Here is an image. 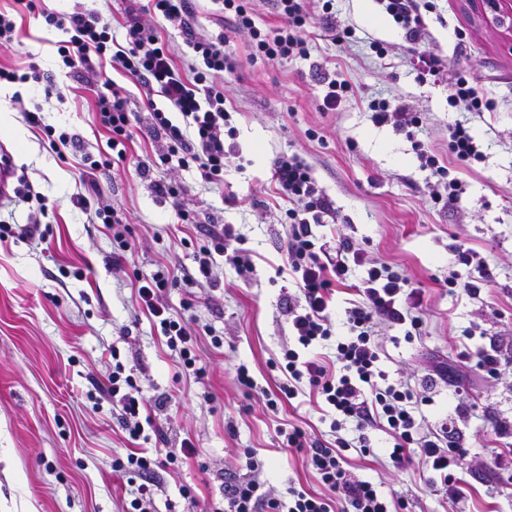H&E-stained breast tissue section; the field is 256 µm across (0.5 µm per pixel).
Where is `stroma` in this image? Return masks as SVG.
Instances as JSON below:
<instances>
[{"mask_svg": "<svg viewBox=\"0 0 512 512\" xmlns=\"http://www.w3.org/2000/svg\"><path fill=\"white\" fill-rule=\"evenodd\" d=\"M49 8L100 10L112 19L115 45H125L128 0H46ZM424 12V36L440 60L437 75L421 74L404 30L378 0H336V12L314 8L308 53L268 62L252 55L247 33L236 30L219 0H192L196 33L227 37L235 70L224 76L226 107L235 131L225 137L229 155L223 181L211 183L193 167L168 159L164 139L151 133L145 89L118 69L108 75L134 103V138L127 158L99 171L101 204L114 207L129 242L121 266L111 227L97 224L78 203L82 156L107 155V135L93 95L59 66L64 33L46 28L17 0H0L18 33L0 45V64H36L53 88L0 84V145L17 176L27 178L42 203L16 196L0 202V221L12 234L0 241V512H128L138 479L113 470L130 447L175 451L155 470L159 485L146 512H216L224 483L245 472L246 450L262 460L261 474L275 497L292 487L321 491L304 454L283 448L278 429L295 424L333 441L330 414L315 398L298 397L268 410L247 395L234 367L247 365L259 385L273 388L270 358L292 343L285 304L295 289L279 275L287 240V202L270 183L278 157L304 154L332 207L321 232H342L362 243L368 258L393 265L422 288V336L381 332L383 367L391 377L421 379L446 363L459 386L439 385L422 413L429 422L454 417L466 466L457 473L464 496L452 502L437 492L438 474L421 464L404 471L387 458L391 438L370 429L373 453H346L352 471L371 481L405 512H512V482L496 470L497 420L512 418V372L487 378L458 347L497 344L512 358V50L504 44L512 20L491 28L478 0H433ZM351 90L335 110L321 111L322 74ZM467 76L494 102L490 112L448 104V87ZM417 112L420 128L376 123L371 101ZM68 133L53 150L31 128L25 111ZM461 121L481 144L483 158L462 166L448 150V126ZM448 162L463 183L459 202H433L437 186L423 168L417 144ZM182 186L179 198L155 186ZM184 209L192 221L178 223ZM232 224L249 251L253 270L240 274L225 258L210 257L212 277L169 285L163 302L200 334L196 371L183 370L158 323L141 315L140 282L163 267L197 271L199 247L214 226ZM483 258L491 280L479 295L449 290L458 263L456 243ZM133 372V396L144 403V431L129 440L119 409L87 398L113 362ZM195 451L179 453L184 439Z\"/></svg>", "mask_w": 512, "mask_h": 512, "instance_id": "obj_1", "label": "stroma"}]
</instances>
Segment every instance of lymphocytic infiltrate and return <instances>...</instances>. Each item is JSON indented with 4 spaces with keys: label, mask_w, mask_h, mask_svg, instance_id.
Returning a JSON list of instances; mask_svg holds the SVG:
<instances>
[{
    "label": "lymphocytic infiltrate",
    "mask_w": 512,
    "mask_h": 512,
    "mask_svg": "<svg viewBox=\"0 0 512 512\" xmlns=\"http://www.w3.org/2000/svg\"><path fill=\"white\" fill-rule=\"evenodd\" d=\"M28 12L41 15L47 28L65 33L58 55L70 73L78 75L94 93V109L99 123L109 134L108 146L118 160L127 157V145L133 138L131 100L104 78V60L117 63L125 73L148 91L165 99L166 108L154 109L153 128L163 133L170 153L180 155L183 166H196L209 182L224 178V129L230 114L224 107L225 74L235 69L234 58L224 37L197 35L190 24L189 0H148L127 9V46L112 48V19L98 11L75 9L59 12L41 0H19ZM386 13L414 41V53L428 74L439 69L437 58L419 39L423 20L418 0H381ZM282 19L273 30L256 26L245 0H223V11L232 13L239 29L247 31L254 56L277 61L291 54H306L305 35L312 16L307 0H277ZM177 25L187 45L195 54V64L179 66L167 41L155 25V18ZM179 112L185 120L177 125L167 117V110ZM272 181L280 198L286 199L289 229L285 268L296 293L288 299V324L294 338L269 366L277 371L276 390L267 394L268 409H277L282 400H292L310 390L316 392L334 415L331 427L337 433L334 442L312 437L294 426L280 430L284 447L305 452L310 467L318 474L323 493L289 488L287 499L273 497L260 479L263 463L255 454L247 456V471L224 484V512H391L387 499L378 494L374 484L354 476L346 467L345 453L358 448L370 454L366 429L386 430L393 446L388 458L393 467L406 468L412 453H419L425 464L440 476L444 496L457 500L463 495L451 468H462L463 456L455 438L454 418L435 424L426 423L421 405L427 403V389L448 381L446 367L429 370L420 385L390 378L381 366V327L403 329L405 336H419L423 319L422 290L403 273L384 262L368 260L366 251L354 238L337 235L333 246L320 244L317 227L323 226L331 205L316 184L307 158L292 154L274 163ZM233 225L224 224L209 232L200 247L197 275H183L186 284H195L197 276L209 275L207 258L212 252L229 253L230 260L243 272L253 269L249 254L230 250L240 241ZM170 275L157 272L138 288L139 309L159 322L169 348L178 349L183 369H192L198 359L199 334L185 321L171 317L161 302ZM351 285L355 297L343 310L345 334L333 333L330 311L341 286ZM335 340L336 358L327 360L315 349L324 341ZM123 365H115L105 382L100 383L93 405L102 397L116 398L121 406L123 427L130 439L142 434L140 403L121 393V385H132ZM131 452L116 469L136 473L141 482L131 502L133 512H144L142 505L153 497V475L161 459Z\"/></svg>",
    "instance_id": "1"
}]
</instances>
